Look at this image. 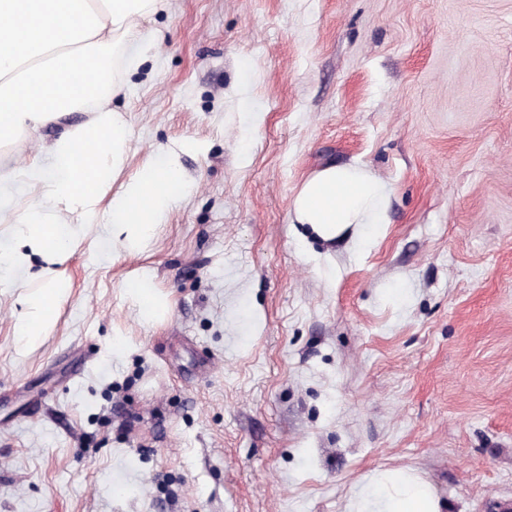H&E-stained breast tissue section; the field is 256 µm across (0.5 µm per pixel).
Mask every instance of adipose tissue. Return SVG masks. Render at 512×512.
I'll return each instance as SVG.
<instances>
[{
  "instance_id": "ef3b65f1",
  "label": "adipose tissue",
  "mask_w": 512,
  "mask_h": 512,
  "mask_svg": "<svg viewBox=\"0 0 512 512\" xmlns=\"http://www.w3.org/2000/svg\"><path fill=\"white\" fill-rule=\"evenodd\" d=\"M168 0H0V144L51 126L72 113L40 159L0 173V228L14 247L0 252V288H22L16 344L38 346L69 292L64 271L81 232L110 225L112 239L139 250L165 217L190 195L181 156L190 142L158 147L134 170L125 168L131 130L110 101L122 85L116 65L133 67L155 45L158 32L139 21L166 10ZM386 184L350 165L326 167L304 181L291 203L297 223L326 241L349 227L385 220ZM20 287V286H19ZM142 321L169 309L146 275L124 283ZM380 512H439L430 487L403 471L375 475L368 491Z\"/></svg>"
}]
</instances>
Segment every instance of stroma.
<instances>
[{
    "mask_svg": "<svg viewBox=\"0 0 512 512\" xmlns=\"http://www.w3.org/2000/svg\"><path fill=\"white\" fill-rule=\"evenodd\" d=\"M111 102L129 168L196 188L127 254L108 225L15 346L0 289V512H352L411 470L440 512L512 505V0H170ZM387 186L333 242L324 167ZM170 309L142 322L125 280ZM386 184L371 171L350 165L326 167L304 181L291 203L294 220L309 224L325 241L349 227L382 224Z\"/></svg>",
    "mask_w": 512,
    "mask_h": 512,
    "instance_id": "obj_1",
    "label": "stroma"
}]
</instances>
